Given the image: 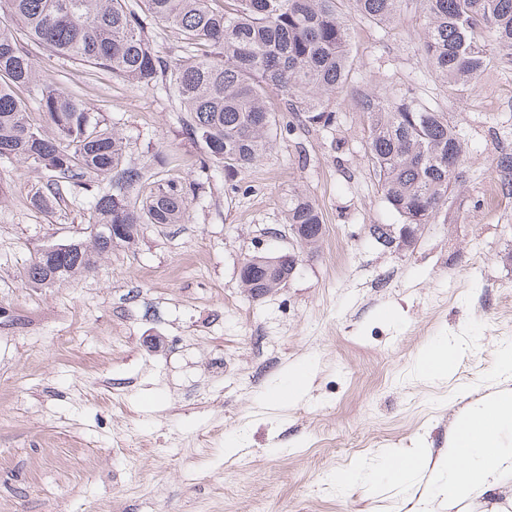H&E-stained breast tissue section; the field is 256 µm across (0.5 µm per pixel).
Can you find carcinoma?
Instances as JSON below:
<instances>
[{
  "label": "carcinoma",
  "instance_id": "cac0c4a2",
  "mask_svg": "<svg viewBox=\"0 0 512 512\" xmlns=\"http://www.w3.org/2000/svg\"><path fill=\"white\" fill-rule=\"evenodd\" d=\"M0 0L22 27L0 26V160L54 173L42 207L78 191L91 210L89 242L68 240L37 254L26 270L34 288H52L96 269L98 259L128 246L155 224H183L204 183L166 177L178 158L148 146L144 162L126 160L123 137L95 119L76 97L36 69L28 40L140 87H164L186 112L184 129L202 148V172L232 176L271 150L280 93L298 122L336 127L331 101L349 88L367 120L374 174L389 206L410 224H430L447 206L464 162L461 133L448 115L410 88L372 91L352 81L350 19L386 30L404 0ZM422 21V48L434 73L464 92L486 69V47L512 58V0H412ZM176 35L180 55H159L154 22ZM23 87L44 121L32 122L15 94ZM287 224L324 237L321 211L307 196L288 199ZM248 281L280 274L281 262L244 260Z\"/></svg>",
  "mask_w": 512,
  "mask_h": 512
}]
</instances>
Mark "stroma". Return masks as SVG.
<instances>
[{
    "label": "stroma",
    "mask_w": 512,
    "mask_h": 512,
    "mask_svg": "<svg viewBox=\"0 0 512 512\" xmlns=\"http://www.w3.org/2000/svg\"><path fill=\"white\" fill-rule=\"evenodd\" d=\"M352 67L368 88L412 87L447 113L466 149L460 186L412 246L386 248L373 224L399 226L372 171L366 119L337 94L333 132L304 129L282 109L273 149L226 179L212 172L184 224L147 228L93 274L28 286L44 247L86 238L74 196L31 205L45 170L0 162V512H407L402 495L329 489L336 470L423 439L431 461L456 416L506 378L512 346V192L498 153H512V61L494 58L471 92L439 81L405 7L389 32L351 29ZM35 64L117 130L128 156L174 154L200 178L202 150L177 101L30 45ZM499 186L497 198L489 189ZM309 195L325 234L296 277L261 299L241 286L245 258L287 250L288 197ZM279 237H271V230ZM466 348L445 380L422 377L420 353L442 337ZM312 369L308 395H263L286 370ZM132 440L115 445L117 434ZM236 454L225 455L229 442Z\"/></svg>",
    "instance_id": "obj_1"
}]
</instances>
